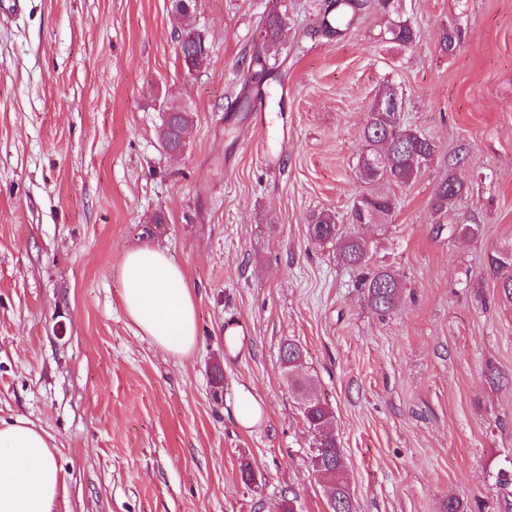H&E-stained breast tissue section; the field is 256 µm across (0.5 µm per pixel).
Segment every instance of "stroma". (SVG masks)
Segmentation results:
<instances>
[{
	"mask_svg": "<svg viewBox=\"0 0 512 512\" xmlns=\"http://www.w3.org/2000/svg\"><path fill=\"white\" fill-rule=\"evenodd\" d=\"M324 4L283 0L288 36L258 84L248 64L271 0H199L182 27L208 58L191 75L169 0H0V420L49 436L53 512H282L290 492L296 512H327L281 365L291 341L358 512H443L451 497L512 512V302L486 273L512 246V0H398L420 32L407 48L372 6L344 36H311ZM386 83L437 152L368 233L370 268L404 283L381 315L308 224L345 223L368 191L361 131ZM167 102L193 114L175 156L158 137ZM452 171L467 188L437 210ZM451 224L479 231L451 238ZM144 245L194 290L184 357L123 308L120 266ZM242 388L263 408L249 428L233 414Z\"/></svg>",
	"mask_w": 512,
	"mask_h": 512,
	"instance_id": "1",
	"label": "stroma"
}]
</instances>
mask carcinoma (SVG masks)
<instances>
[{
    "mask_svg": "<svg viewBox=\"0 0 512 512\" xmlns=\"http://www.w3.org/2000/svg\"><path fill=\"white\" fill-rule=\"evenodd\" d=\"M366 0H336V9L317 19V32L325 35H339L356 20ZM287 28L285 14L277 10L266 17L261 35L262 48L270 49L282 41ZM389 41L400 47L413 44L418 38V30L408 20H392L387 28ZM182 60L186 71L199 64L202 39L191 31L180 37ZM396 89L386 85L379 92L375 112L391 115V121L367 122L362 136L366 143V154L359 165L361 178L372 185V189L361 195L353 203L348 224L336 223L335 216L321 213L309 224L310 237L319 242L336 243L338 257L346 265L363 267L369 260L368 240L361 233L364 228L384 224L395 209V200L383 190L386 185L402 186L412 182L421 172L414 162L418 156L429 163L436 153L435 143L419 132L404 125L403 117L391 106ZM164 119L161 124V140L171 150H179L186 145L184 134L192 121L187 109L166 103L162 106ZM465 181L453 173L444 180L436 193L435 204L439 208L451 205L463 193ZM512 268V247L489 256L486 271L491 276L499 274L503 268ZM367 300L372 309L380 313L393 310L398 304L403 283L400 277L387 267L380 266L364 279ZM282 362L288 364V372H297L303 360L300 345L289 342L281 348ZM303 416L313 435L315 455H324V471L336 481V506L332 512H357V505L347 491L344 463L336 435L330 429L329 410L318 397H309L302 403Z\"/></svg>",
    "mask_w": 512,
    "mask_h": 512,
    "instance_id": "obj_1",
    "label": "carcinoma"
}]
</instances>
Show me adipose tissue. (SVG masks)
I'll return each instance as SVG.
<instances>
[{
  "instance_id": "obj_1",
  "label": "adipose tissue",
  "mask_w": 512,
  "mask_h": 512,
  "mask_svg": "<svg viewBox=\"0 0 512 512\" xmlns=\"http://www.w3.org/2000/svg\"><path fill=\"white\" fill-rule=\"evenodd\" d=\"M128 316L168 354L197 340L196 306L181 266L154 247L128 251L119 271ZM63 478L51 445L29 420L0 423V512H51Z\"/></svg>"
}]
</instances>
